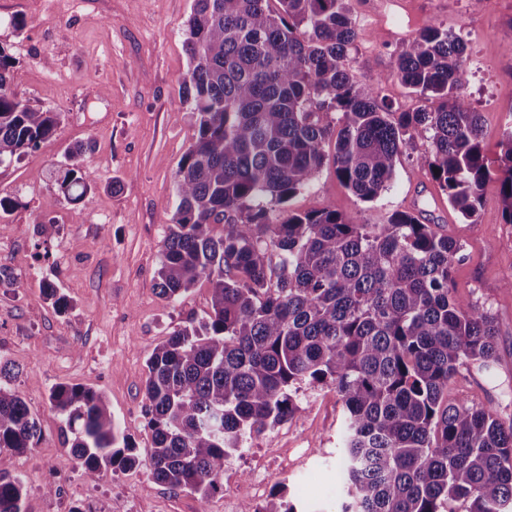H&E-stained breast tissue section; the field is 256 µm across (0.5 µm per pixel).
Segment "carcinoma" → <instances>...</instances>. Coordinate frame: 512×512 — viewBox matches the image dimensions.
<instances>
[{
  "instance_id": "1",
  "label": "carcinoma",
  "mask_w": 512,
  "mask_h": 512,
  "mask_svg": "<svg viewBox=\"0 0 512 512\" xmlns=\"http://www.w3.org/2000/svg\"><path fill=\"white\" fill-rule=\"evenodd\" d=\"M270 2L194 0L188 21L197 137L176 171L157 286L175 301L204 277L211 313L170 333L147 360L149 474L203 499L223 491L228 458L293 419L302 386L321 385L345 409L339 512H512V418L448 400L461 367L482 373L497 361L495 317L454 295L463 245L413 212L354 224L332 207L282 210L329 157L348 190L375 200L422 137L454 211L476 222L495 176L512 224V130L491 169L463 91L466 44L448 29L421 28L377 78L431 101L396 116L345 66L356 39L348 0H276L275 10ZM14 65L0 47V164L40 148L59 123L12 87ZM90 176L75 160L60 170L59 190L80 201ZM49 400L86 475L139 464L94 387L59 384ZM39 436L26 402L0 384V512H25L11 457Z\"/></svg>"
}]
</instances>
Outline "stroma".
<instances>
[{"label": "stroma", "mask_w": 512, "mask_h": 512, "mask_svg": "<svg viewBox=\"0 0 512 512\" xmlns=\"http://www.w3.org/2000/svg\"><path fill=\"white\" fill-rule=\"evenodd\" d=\"M194 0H0V46L15 57L13 85L32 108L59 113L55 136L20 160L0 164V197L15 208L0 216V363L41 430L10 471L27 487L26 512H225L235 498L257 512H336L344 408L334 390L302 386L291 420L248 441L233 457L225 490L207 499L155 482L146 466L89 479L70 459L61 418L49 402L59 384L103 393L121 431L146 457L152 437L143 416L146 361L175 329L205 320L211 288L199 280L177 301L162 298L157 270L175 206V172L197 136L184 99L189 69L186 30ZM356 40L346 66L363 85H378L393 112L424 99L399 80L377 83L403 44L429 24L463 37V88L496 162L512 128V0H349ZM80 152L92 188L77 202L58 190V172ZM416 139L388 190L371 202L355 197L325 164L287 211L326 207L357 224H383L396 212H421L464 245L453 270L456 298L484 306L500 327L494 379L461 369L453 400L481 402L512 418V224L504 223L499 184L490 181L478 223L448 205ZM69 307L58 311L43 286ZM272 475L261 497L249 486L256 464Z\"/></svg>", "instance_id": "obj_1"}]
</instances>
